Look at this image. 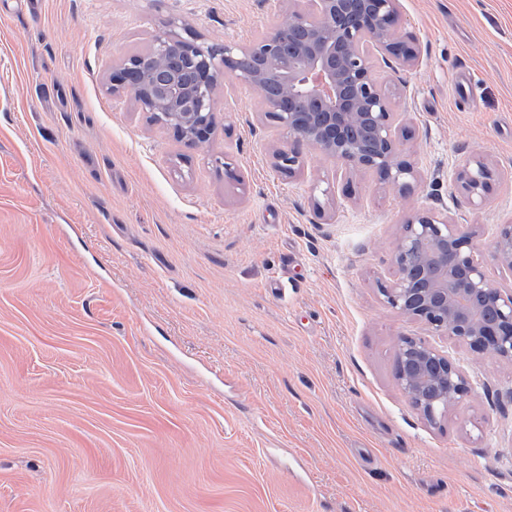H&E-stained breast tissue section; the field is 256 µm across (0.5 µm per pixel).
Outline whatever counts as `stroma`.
Here are the masks:
<instances>
[{
    "label": "stroma",
    "instance_id": "stroma-1",
    "mask_svg": "<svg viewBox=\"0 0 512 512\" xmlns=\"http://www.w3.org/2000/svg\"><path fill=\"white\" fill-rule=\"evenodd\" d=\"M285 7L0 15V512H512V362L429 336L378 293L421 206L474 231L512 290L491 255L512 221V0H402L420 64L376 74L406 91L393 109L421 173L406 198L315 152L282 176L277 132L233 75L197 147L110 89L162 32L250 43ZM476 153L496 176L473 207L455 170ZM402 336L470 383L438 424L399 389Z\"/></svg>",
    "mask_w": 512,
    "mask_h": 512
}]
</instances>
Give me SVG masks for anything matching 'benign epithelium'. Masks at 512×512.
I'll list each match as a JSON object with an SVG mask.
<instances>
[{
	"label": "benign epithelium",
	"instance_id": "7a95c632",
	"mask_svg": "<svg viewBox=\"0 0 512 512\" xmlns=\"http://www.w3.org/2000/svg\"><path fill=\"white\" fill-rule=\"evenodd\" d=\"M401 0H305L250 44L214 47L168 33L120 61L112 92L134 100L188 146L217 130L216 89L226 73L258 93L263 117L280 135L275 169L302 172L311 150L333 159L344 177L364 173L407 197L418 171L401 149L392 103L403 90L375 74L376 54L401 69L419 60L416 40L400 30ZM495 169L479 155L461 160L455 180L469 204L481 205ZM473 232L448 215L412 209L394 252L395 275L380 286L400 316L451 336L477 354L512 361V291L495 286L476 255ZM492 250L512 271V221ZM402 394L430 424L463 400L466 376L446 354L407 336L397 342Z\"/></svg>",
	"mask_w": 512,
	"mask_h": 512
}]
</instances>
